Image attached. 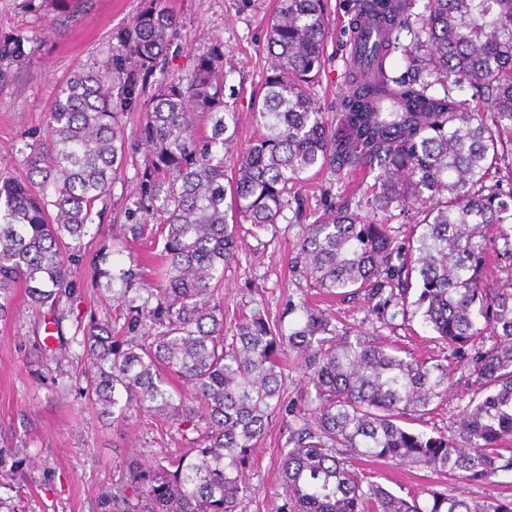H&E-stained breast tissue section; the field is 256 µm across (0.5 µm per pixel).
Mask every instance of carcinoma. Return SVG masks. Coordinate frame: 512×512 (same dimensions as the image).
<instances>
[{
    "label": "carcinoma",
    "mask_w": 512,
    "mask_h": 512,
    "mask_svg": "<svg viewBox=\"0 0 512 512\" xmlns=\"http://www.w3.org/2000/svg\"><path fill=\"white\" fill-rule=\"evenodd\" d=\"M360 0L352 16L391 21L369 70L350 63L336 112L313 97L324 56L325 0H277L268 27L269 71L253 104L263 132L224 166V52L215 45L187 78L163 80L143 100L178 25L153 5L113 36L102 70L74 73L29 144L26 173L0 181V321L15 290L59 328L70 261L91 235L96 209L124 163L121 119L142 113L149 147L139 199L120 230L133 239L158 216V283L130 295L138 274L104 271L142 316L141 340L93 323L81 346L84 391L102 416L135 405L197 433L179 457L131 462L112 492L116 512H238L254 449L276 417L288 418L277 512H512V497L477 501L452 488L403 497L357 463L383 459L483 485L512 477V279L488 282L490 254L512 269V186L487 183L512 133V0ZM20 35L0 38V79L32 54ZM487 97L486 119L453 96ZM359 171L362 204L388 220L419 217L406 242L345 202L308 209L295 269L325 296L359 298L385 326L421 316L446 346L418 359L343 323L327 308L288 302V329L253 310L224 331V271L238 257L242 225L277 224L306 174ZM305 383L283 403L282 357ZM474 388L448 433L407 422L448 393L452 373ZM178 382L185 396L172 386Z\"/></svg>",
    "instance_id": "1"
}]
</instances>
